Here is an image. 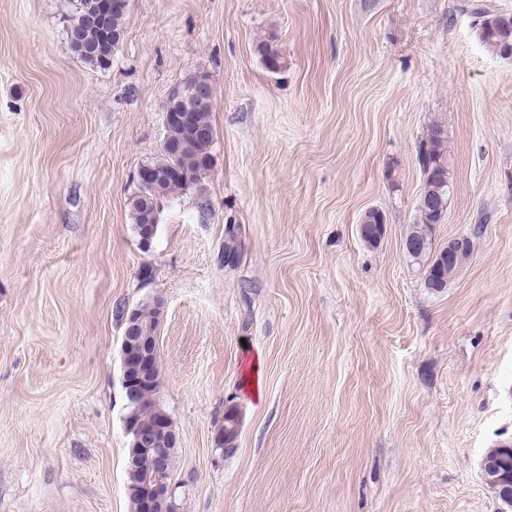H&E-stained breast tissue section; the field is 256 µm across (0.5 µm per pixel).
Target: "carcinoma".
<instances>
[{
	"label": "carcinoma",
	"instance_id": "carcinoma-1",
	"mask_svg": "<svg viewBox=\"0 0 512 512\" xmlns=\"http://www.w3.org/2000/svg\"><path fill=\"white\" fill-rule=\"evenodd\" d=\"M474 14L480 16V39L491 52L501 56H512V20L504 21L503 15L491 10L484 3L473 4ZM124 24L123 12L111 15L109 37L103 38L97 21L95 0H75L73 10L65 17V29L81 32L84 48H73V52L84 63L102 67L112 62V49L116 48L120 29ZM256 51L265 67L271 72H279L287 68V60L274 45L273 40L267 39L256 45ZM168 140L174 147V152L162 150L157 156L147 159V163L159 169L172 165L186 172L191 177L192 184L200 182L202 176L210 167L203 163L204 147L189 140L179 126H174L168 133ZM419 162L422 166L425 180L419 195L416 208V221L410 225L405 241H420L424 248L409 258L420 263L423 259H431L425 271L424 285L433 288L436 285L448 287V265H439L438 252L434 248L433 225L440 222L448 207V198L452 189L450 164L448 159V143L444 126L435 122L430 126L429 134L419 148ZM129 208L133 224H145L152 206L146 199L135 191L129 199ZM239 227L228 224L224 236V262L233 265L239 259L238 249ZM160 381L143 392L142 405L138 416L147 420L155 414V406L159 403L158 394ZM241 416L234 407L224 413V443H232L238 436ZM512 448L503 447L488 449L483 462V472L491 488L500 490L512 483ZM155 460L145 457L140 461L138 469L126 471L127 486L139 483L144 476L151 473Z\"/></svg>",
	"mask_w": 512,
	"mask_h": 512
}]
</instances>
